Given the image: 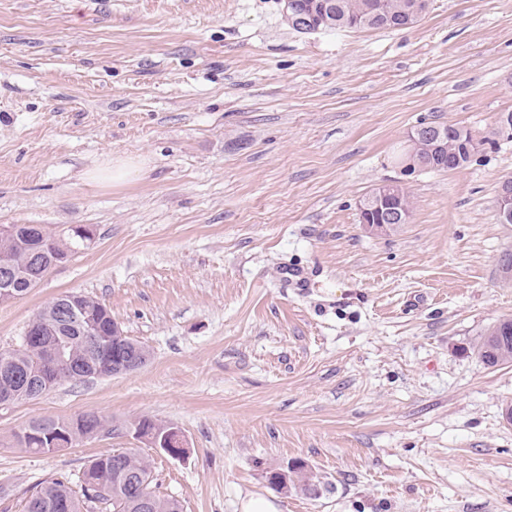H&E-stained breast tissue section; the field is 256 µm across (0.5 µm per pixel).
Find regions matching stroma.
Returning <instances> with one entry per match:
<instances>
[{"mask_svg":"<svg viewBox=\"0 0 512 512\" xmlns=\"http://www.w3.org/2000/svg\"><path fill=\"white\" fill-rule=\"evenodd\" d=\"M512 111V0H431L402 30L295 32L281 0H0V225L93 242L0 301V349L81 292L147 364L66 380L0 409V512L90 457L135 448L183 512H512V364L477 353L512 318V224L497 190L512 142L407 177L408 224L359 206L398 179L421 121L489 135ZM142 178L90 173L118 159ZM112 432L55 453L11 445L33 420ZM176 427L174 459L128 434ZM309 464L319 497L270 471Z\"/></svg>","mask_w":512,"mask_h":512,"instance_id":"1","label":"stroma"}]
</instances>
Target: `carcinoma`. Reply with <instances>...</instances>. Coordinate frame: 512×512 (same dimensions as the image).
<instances>
[{
  "label": "carcinoma",
  "mask_w": 512,
  "mask_h": 512,
  "mask_svg": "<svg viewBox=\"0 0 512 512\" xmlns=\"http://www.w3.org/2000/svg\"><path fill=\"white\" fill-rule=\"evenodd\" d=\"M325 31L349 29H401L409 23L411 0H331ZM448 148L434 159L436 171L448 172L472 161L457 163L456 138L446 136ZM0 253L12 269V290L19 296L41 281V273L62 256L59 239L38 224H25L14 237L0 238ZM45 323V335L58 342L74 364L82 363L97 376H111L137 369V359H149L148 349L138 340L112 330V313L97 299L81 293L64 295L39 312ZM14 371L22 376H37L45 371L46 353L43 342L18 345L10 350ZM481 360L496 367L512 363V321H501L489 327L478 345ZM31 399L33 395L21 382L0 372V402ZM32 434L18 431L12 445L37 453H52L62 445L53 444L54 433L64 431L66 445L94 436L107 429V422L94 415H83L70 421L51 418L28 424ZM80 492H75L63 478L52 479L33 494L24 512H96L98 505L92 493L105 490L111 497L106 512H182L178 500L160 495L153 485L152 463L135 448H126L118 456L102 454L88 461ZM292 489L304 495L318 496L324 485L305 462L293 469Z\"/></svg>",
  "instance_id": "cac0c4a2"
}]
</instances>
